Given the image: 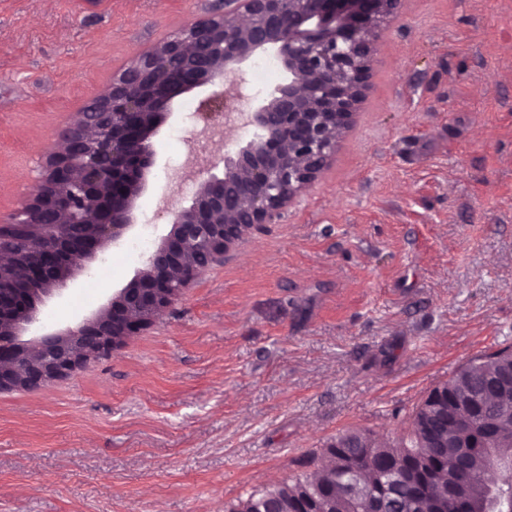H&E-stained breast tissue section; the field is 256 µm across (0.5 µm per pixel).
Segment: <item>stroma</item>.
Listing matches in <instances>:
<instances>
[{"label": "stroma", "mask_w": 512, "mask_h": 512, "mask_svg": "<svg viewBox=\"0 0 512 512\" xmlns=\"http://www.w3.org/2000/svg\"><path fill=\"white\" fill-rule=\"evenodd\" d=\"M224 0H0V225L57 132ZM204 91L154 138L136 228L49 304L103 305L190 204L158 198ZM100 286L89 289L91 281ZM512 345V0H403L352 129L272 224L107 359L0 391V512H227L336 435L406 434L428 392Z\"/></svg>", "instance_id": "35a3bbf8"}]
</instances>
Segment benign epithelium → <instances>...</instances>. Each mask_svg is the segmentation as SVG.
I'll list each match as a JSON object with an SVG mask.
<instances>
[{"mask_svg":"<svg viewBox=\"0 0 512 512\" xmlns=\"http://www.w3.org/2000/svg\"><path fill=\"white\" fill-rule=\"evenodd\" d=\"M401 0H224V13L182 29L132 60L107 90L58 135L42 166L37 192L0 240L23 227L34 233L29 256L0 246V277L15 274L37 284L28 296L0 289V390L37 389L75 374L86 362L107 358L152 325L196 277L224 261L246 236L272 223L286 204L315 181L351 128L364 98L382 25ZM274 53L288 80L263 103L250 105L242 65ZM172 57L183 60L169 65ZM228 85L197 113L203 133L217 125L236 142L224 171L196 184L191 204L174 213L168 233L147 254L143 268L107 304L65 329L28 341L40 306L133 227L137 200L148 187L157 152L152 138L172 104L196 89ZM95 150L74 151V137ZM92 222L80 245L69 244L72 224ZM198 252L207 263L188 259Z\"/></svg>","mask_w":512,"mask_h":512,"instance_id":"1","label":"benign epithelium"}]
</instances>
